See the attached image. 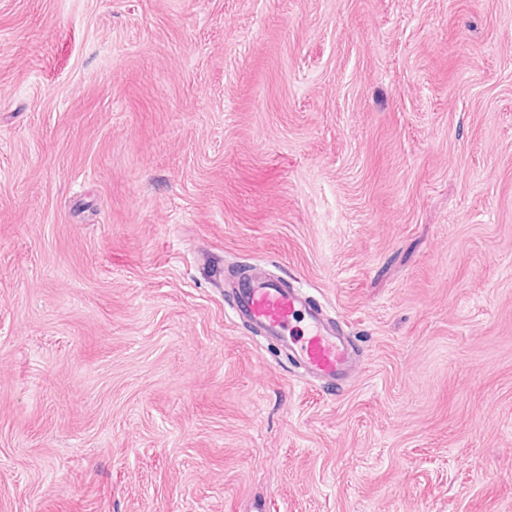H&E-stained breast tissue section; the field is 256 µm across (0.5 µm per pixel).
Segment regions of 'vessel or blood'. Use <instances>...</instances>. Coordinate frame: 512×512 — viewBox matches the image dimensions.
<instances>
[{
  "mask_svg": "<svg viewBox=\"0 0 512 512\" xmlns=\"http://www.w3.org/2000/svg\"><path fill=\"white\" fill-rule=\"evenodd\" d=\"M236 300L249 328L279 343L308 376L338 388L359 370L361 357L350 336L302 291L255 269L239 284Z\"/></svg>",
  "mask_w": 512,
  "mask_h": 512,
  "instance_id": "vessel-or-blood-1",
  "label": "vessel or blood"
}]
</instances>
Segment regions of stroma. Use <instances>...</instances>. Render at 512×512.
<instances>
[{"label":"stroma","mask_w":512,"mask_h":512,"mask_svg":"<svg viewBox=\"0 0 512 512\" xmlns=\"http://www.w3.org/2000/svg\"><path fill=\"white\" fill-rule=\"evenodd\" d=\"M257 500L512 512V0H0V512ZM235 294L239 317L253 332L279 343L308 376L338 388L359 370L361 357L350 336L302 291L253 269Z\"/></svg>","instance_id":"stroma-1"}]
</instances>
